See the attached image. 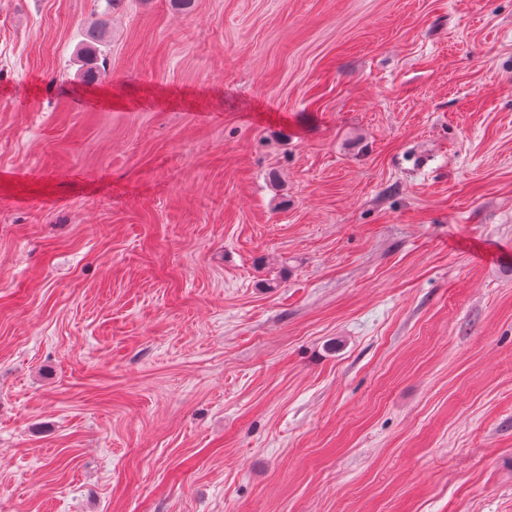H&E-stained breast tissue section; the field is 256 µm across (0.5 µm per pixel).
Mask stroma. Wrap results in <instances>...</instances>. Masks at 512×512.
<instances>
[{
	"mask_svg": "<svg viewBox=\"0 0 512 512\" xmlns=\"http://www.w3.org/2000/svg\"><path fill=\"white\" fill-rule=\"evenodd\" d=\"M0 512H512V0H0Z\"/></svg>",
	"mask_w": 512,
	"mask_h": 512,
	"instance_id": "obj_1",
	"label": "stroma"
}]
</instances>
